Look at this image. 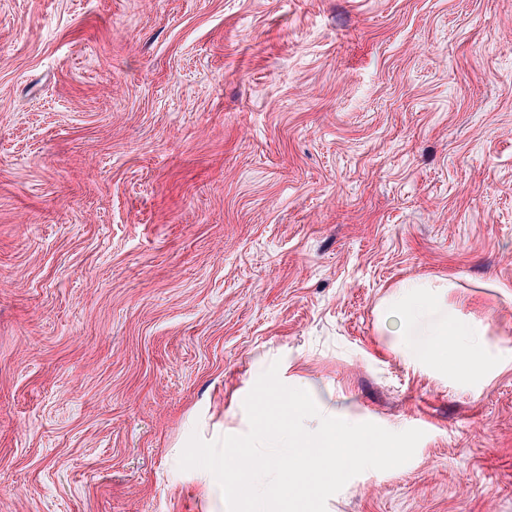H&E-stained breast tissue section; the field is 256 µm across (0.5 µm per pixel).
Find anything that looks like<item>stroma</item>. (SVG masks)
<instances>
[{"mask_svg":"<svg viewBox=\"0 0 512 512\" xmlns=\"http://www.w3.org/2000/svg\"><path fill=\"white\" fill-rule=\"evenodd\" d=\"M413 278L512 350V0H0V512H227L179 458L275 362L424 432L326 512H512V362L403 366Z\"/></svg>","mask_w":512,"mask_h":512,"instance_id":"35a3bbf8","label":"stroma"}]
</instances>
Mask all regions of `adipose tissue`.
Instances as JSON below:
<instances>
[{"label": "adipose tissue", "instance_id": "1", "mask_svg": "<svg viewBox=\"0 0 512 512\" xmlns=\"http://www.w3.org/2000/svg\"><path fill=\"white\" fill-rule=\"evenodd\" d=\"M450 290L444 281L412 280L384 297L376 314L392 328L391 351L398 360L444 374L464 391L512 358L492 351L488 323L450 304Z\"/></svg>", "mask_w": 512, "mask_h": 512}]
</instances>
